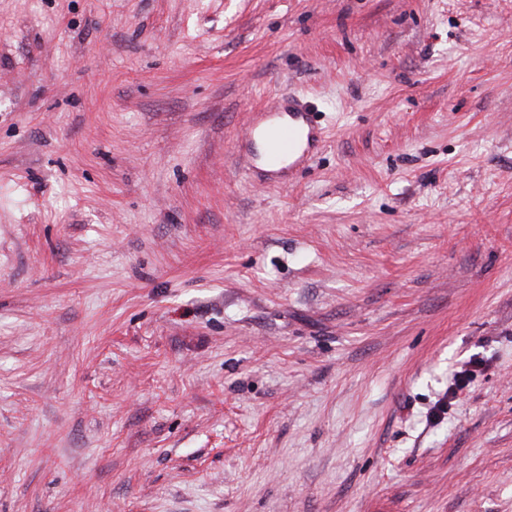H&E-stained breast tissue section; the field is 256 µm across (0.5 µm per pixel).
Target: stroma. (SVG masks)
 <instances>
[{
	"label": "stroma",
	"mask_w": 512,
	"mask_h": 512,
	"mask_svg": "<svg viewBox=\"0 0 512 512\" xmlns=\"http://www.w3.org/2000/svg\"><path fill=\"white\" fill-rule=\"evenodd\" d=\"M0 512H512V0H0ZM313 113L310 105L290 94L278 96L270 108L254 116L247 141L265 138L268 165L272 168L285 158L292 160L289 165L310 163L323 139L313 123Z\"/></svg>",
	"instance_id": "obj_1"
}]
</instances>
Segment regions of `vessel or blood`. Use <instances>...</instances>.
<instances>
[{"label": "vessel or blood", "mask_w": 512, "mask_h": 512, "mask_svg": "<svg viewBox=\"0 0 512 512\" xmlns=\"http://www.w3.org/2000/svg\"><path fill=\"white\" fill-rule=\"evenodd\" d=\"M248 137L265 138L268 164L273 168L286 158L296 164L313 161L322 142L310 105L290 95L278 96L270 108L257 112Z\"/></svg>", "instance_id": "obj_1"}]
</instances>
